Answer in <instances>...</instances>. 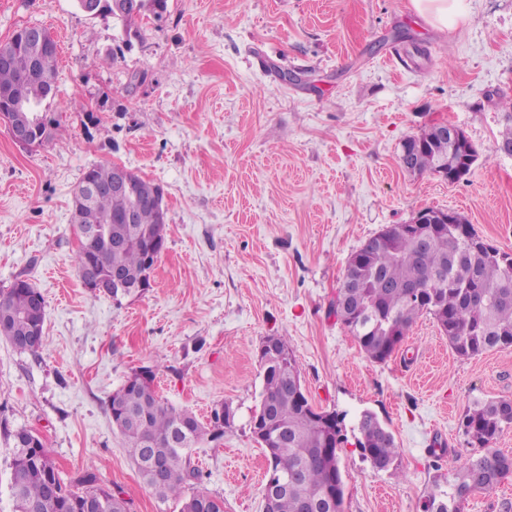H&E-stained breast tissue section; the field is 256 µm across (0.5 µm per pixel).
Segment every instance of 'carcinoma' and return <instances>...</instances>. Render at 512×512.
Returning <instances> with one entry per match:
<instances>
[{
    "instance_id": "obj_1",
    "label": "carcinoma",
    "mask_w": 512,
    "mask_h": 512,
    "mask_svg": "<svg viewBox=\"0 0 512 512\" xmlns=\"http://www.w3.org/2000/svg\"><path fill=\"white\" fill-rule=\"evenodd\" d=\"M100 13L112 17L126 36L138 33L137 21L152 14L162 16L168 0H126L117 12L112 0H98ZM57 50L38 58L17 52L6 66L0 65V94L22 97L37 107L52 98L43 86L46 76H57ZM402 148L411 155L413 172H433L453 161L448 142L429 140V132L407 138ZM83 178L106 184L112 166H92ZM135 194H104L95 201L93 218L105 232L87 240L77 263L96 260L99 273L122 266L131 282L147 269L151 239L143 236L123 251H112L108 236L119 226L112 216L137 208L139 224L159 232L151 194L163 187L134 176ZM34 288L18 277L0 291V335L11 343L28 336L30 324L17 315L30 309ZM422 313L435 319L441 333L460 357H473L494 349L512 347V253L484 240L473 225L455 213L447 224H421L409 233L403 224H391L370 238L347 263L336 296V318L365 355L384 362L401 345ZM263 390L251 430H262L260 444L269 461L264 487L288 482L279 494L276 512H344L345 490L339 467L344 434L336 413L320 410L295 386L300 365L286 340L278 336L261 364ZM155 373L149 379L127 377L109 400L112 421L126 439L128 452L142 481L161 499L182 500L180 512H224V501L203 492L185 496L187 487L201 479L192 451L204 440L224 439L214 426L194 413L168 404L158 394ZM463 426L469 443L482 452L465 458L448 479V488L435 485L422 504V512H464L477 493L494 490L512 476V455L492 449L501 433L512 428V399L477 401L465 415ZM357 447L378 472L397 469L400 448L391 431L370 412L356 425ZM163 462L167 478L161 483L149 477L152 462ZM11 492L14 512H126L127 501L116 496L94 471H86L74 484L61 479L55 461L31 431L13 434Z\"/></svg>"
}]
</instances>
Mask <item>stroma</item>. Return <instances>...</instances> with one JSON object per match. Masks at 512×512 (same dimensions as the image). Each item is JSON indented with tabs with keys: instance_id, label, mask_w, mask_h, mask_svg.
I'll return each mask as SVG.
<instances>
[{
	"instance_id": "stroma-1",
	"label": "stroma",
	"mask_w": 512,
	"mask_h": 512,
	"mask_svg": "<svg viewBox=\"0 0 512 512\" xmlns=\"http://www.w3.org/2000/svg\"><path fill=\"white\" fill-rule=\"evenodd\" d=\"M443 33L410 0H168L127 39L77 0H0V42L39 25L57 44L50 142L0 123V290L25 274L46 301L45 346L0 337V512H14L13 434L51 451L64 481L94 469L129 512H180L132 464L109 399L133 369L201 420L229 404L220 444L193 452L224 512H263L267 460L251 433L263 337H284L312 402L353 428L392 431L400 473L372 469L348 436L346 512H420L471 447L475 401L512 399V347L457 356L420 315L392 357L368 359L330 312L352 254L420 210L456 212L512 253V0H469ZM479 156L451 183L408 173L401 145L436 122ZM118 164L165 190V246L150 286L113 301L83 287L72 193ZM456 449L434 460L433 449Z\"/></svg>"
}]
</instances>
